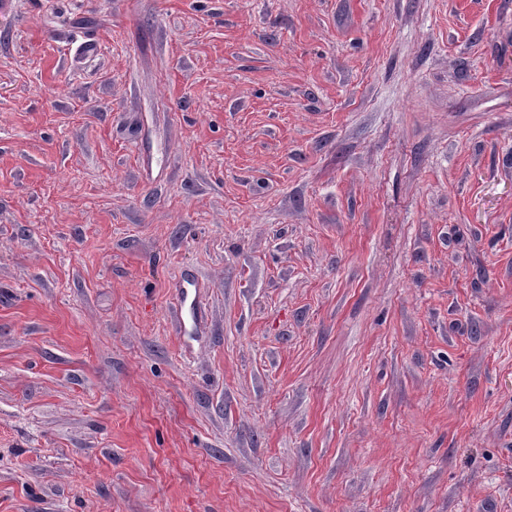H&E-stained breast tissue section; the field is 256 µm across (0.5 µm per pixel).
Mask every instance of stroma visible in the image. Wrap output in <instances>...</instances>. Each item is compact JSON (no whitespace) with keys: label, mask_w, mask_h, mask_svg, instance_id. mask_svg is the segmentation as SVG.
<instances>
[{"label":"stroma","mask_w":512,"mask_h":512,"mask_svg":"<svg viewBox=\"0 0 512 512\" xmlns=\"http://www.w3.org/2000/svg\"><path fill=\"white\" fill-rule=\"evenodd\" d=\"M7 2L0 512H512V0Z\"/></svg>","instance_id":"stroma-1"}]
</instances>
